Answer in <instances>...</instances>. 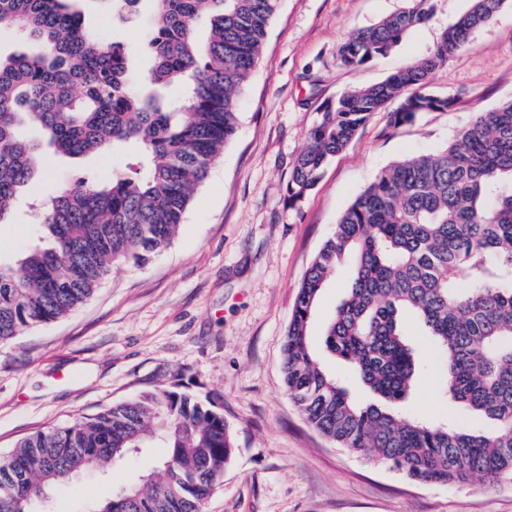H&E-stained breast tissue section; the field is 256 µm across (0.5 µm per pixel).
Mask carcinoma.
<instances>
[{
	"mask_svg": "<svg viewBox=\"0 0 512 512\" xmlns=\"http://www.w3.org/2000/svg\"><path fill=\"white\" fill-rule=\"evenodd\" d=\"M408 2L345 39L339 64L361 67L431 18L433 0ZM504 2L473 0L430 56L328 103L294 163L288 203L315 188L374 114L386 113L398 129L426 112L448 111L455 98L429 91L430 75ZM279 4L155 0V23L142 44L152 65L140 81L128 69V47L88 28L77 0H0V30L37 44L0 55V223L38 177L45 151L137 154L112 179L80 178L39 205L38 242L0 265V345L25 327L69 315L115 264L146 261L172 244L194 190L236 134L238 97ZM173 84L184 90L178 102L158 93ZM348 258L350 280L325 346L380 403L356 399L308 340L320 293ZM408 320L437 344L445 393L490 429L401 413L424 371L407 339ZM283 373L288 397L324 437L339 448L371 449L412 482L512 477V97L477 113L437 153L383 168L347 207L299 286ZM151 443L168 449L165 469L157 481L125 488L136 497L133 512H203L235 448L218 402L177 384L22 440L0 457V512H29L89 464H111Z\"/></svg>",
	"mask_w": 512,
	"mask_h": 512,
	"instance_id": "obj_1",
	"label": "carcinoma"
}]
</instances>
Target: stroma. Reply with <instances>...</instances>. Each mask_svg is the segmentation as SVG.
Returning a JSON list of instances; mask_svg holds the SVG:
<instances>
[{
    "mask_svg": "<svg viewBox=\"0 0 512 512\" xmlns=\"http://www.w3.org/2000/svg\"><path fill=\"white\" fill-rule=\"evenodd\" d=\"M406 0H281L262 55L238 106V132L197 187L183 224L145 263L114 265L79 309L24 329L0 346V456L40 431L89 417L143 392L180 384L219 398L235 453L205 512H512V480L489 485L417 484L321 436L289 400L282 346L298 287L351 202L393 161L445 147L473 113L512 97V0L436 70L430 88L456 98L390 129L375 114L326 166L317 186L289 205L287 185L308 129L343 92L372 85L430 55L472 0H434L432 18L386 56L349 69L336 60L354 31L397 13ZM86 25L130 49L128 66L145 73L140 45L154 20L152 0L117 16L106 0H80ZM125 150L75 160L46 153L34 195L46 197L83 176L96 181L126 169ZM40 233L27 203L0 224V262L20 257ZM349 265L323 289L309 323L313 350L352 395H369L325 349V331L345 293ZM425 362L408 407L420 419L481 421L443 395L445 362L430 337L407 328ZM165 448L152 446L57 486L53 512H82L147 470L161 472Z\"/></svg>",
    "mask_w": 512,
    "mask_h": 512,
    "instance_id": "1",
    "label": "stroma"
}]
</instances>
